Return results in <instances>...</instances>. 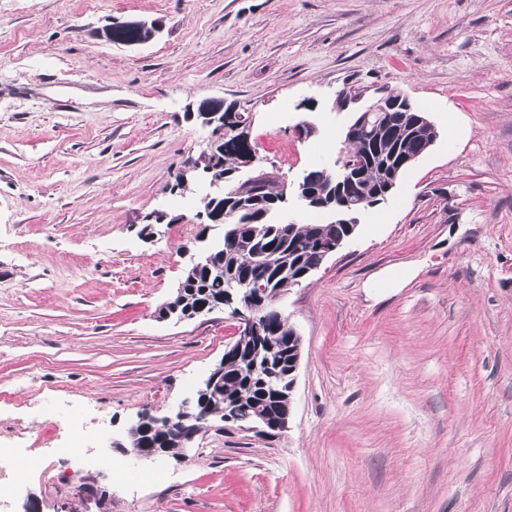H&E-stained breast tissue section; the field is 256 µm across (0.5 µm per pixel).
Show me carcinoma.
<instances>
[{
    "instance_id": "cac0c4a2",
    "label": "carcinoma",
    "mask_w": 512,
    "mask_h": 512,
    "mask_svg": "<svg viewBox=\"0 0 512 512\" xmlns=\"http://www.w3.org/2000/svg\"><path fill=\"white\" fill-rule=\"evenodd\" d=\"M150 26L136 24L113 32L102 30L107 41L117 38L125 42L146 43L155 37ZM394 124L386 130L372 131L349 144L348 152L364 164L355 169V182L367 188L377 200L387 195L384 166L401 156H414L434 140L437 132L419 121L418 112H397ZM245 146L232 137L224 139L214 155L211 180L224 185V196L217 199L205 196L203 213L224 216L223 224H237L240 233L224 231V238L214 252V262L222 268L219 274L189 268L184 271V291L176 293L168 308L184 315L194 311L196 304L224 297V289L257 273L266 276L270 291L283 293L299 285L302 272L318 262L317 244L326 238L345 237L356 231L355 224H295L277 223L273 215L280 210L289 195L283 181L271 177L262 193L252 194L247 180L238 173L239 159ZM311 183L327 195L335 173L324 168L308 171ZM266 319V328L276 346L272 368L278 383V392L266 391L261 373L250 368L245 356L255 348L249 338H238L242 358H230L224 365L223 406L212 411L211 417L224 419L229 409L233 421L251 428L254 420L252 403H263L275 415L288 417L290 399L288 386L296 340L292 327L270 301L260 307ZM154 442L173 458L180 456V432L173 425L154 436Z\"/></svg>"
}]
</instances>
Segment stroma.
<instances>
[{
    "instance_id": "stroma-1",
    "label": "stroma",
    "mask_w": 512,
    "mask_h": 512,
    "mask_svg": "<svg viewBox=\"0 0 512 512\" xmlns=\"http://www.w3.org/2000/svg\"><path fill=\"white\" fill-rule=\"evenodd\" d=\"M156 21L127 47L101 32ZM397 90L438 136L277 310L302 355L288 428L214 420L185 457L110 446L193 398L234 341L157 316L206 187L170 193L208 98L289 183L333 167L342 89ZM307 123L315 132L299 137ZM176 216L145 238L146 218ZM111 478L55 465L69 420ZM0 499L22 512H512V0H0Z\"/></svg>"
}]
</instances>
